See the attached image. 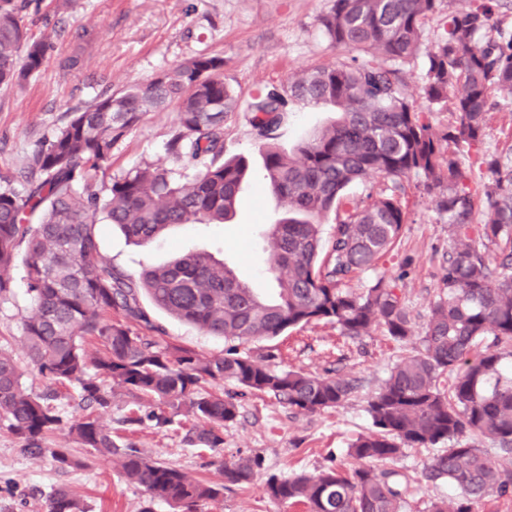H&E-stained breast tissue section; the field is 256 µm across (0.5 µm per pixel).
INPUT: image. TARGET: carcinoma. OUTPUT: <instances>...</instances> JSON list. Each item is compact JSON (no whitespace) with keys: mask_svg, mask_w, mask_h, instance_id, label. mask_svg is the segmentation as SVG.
<instances>
[{"mask_svg":"<svg viewBox=\"0 0 512 512\" xmlns=\"http://www.w3.org/2000/svg\"><path fill=\"white\" fill-rule=\"evenodd\" d=\"M437 2L332 0L319 24L349 58L308 68L247 101L266 189L287 207L286 216L270 225L272 298L208 252L182 253L134 280L97 248L102 219L145 244L174 225L222 224L234 214L248 162L224 158V117L241 103L224 82L221 57L195 56L146 84L68 113L17 174L0 175V299L11 293L9 270L22 247L31 301L23 335L31 362L53 385L49 393H33L15 358L0 349V418L31 456L48 452L62 465L77 463L63 446L43 447L47 435L62 432L177 512H199L226 483L251 484L256 462L249 458L221 463L224 483L211 484L142 448L118 445L100 418L114 401L130 398L144 413L133 412L128 424L150 421L163 428L182 416L190 423L184 442L214 451L224 447V424L236 420L240 400L211 386L230 382L301 414L341 405L351 381L273 369L266 357L239 345L313 321L353 340L381 330L407 341L412 320L385 275L362 292L349 283L376 270L399 240L406 223L401 192L411 178L425 193L439 195V214L460 241L444 267L448 291L431 307L419 346L391 367L368 401L373 430L347 451L356 464L272 478L265 494L308 512H403L410 483L381 465L404 449L477 436L512 456V144L480 158L488 176L480 194L465 162L484 136L491 92L512 94V34L487 37L500 0H474L427 48L426 80L416 100L407 93L404 67L419 51L423 20ZM47 50L45 41L28 38L14 0H0V84L22 83L41 67ZM322 102L335 104L338 118L293 148H281V115L289 105ZM448 103V126L436 130L424 113ZM170 108L175 129L166 150L193 169L192 176L177 178L148 165L98 185L114 145L147 113ZM370 180L387 186L365 205L344 206V189ZM480 196L483 221L477 224ZM339 209L343 217L323 238L322 219ZM141 294L171 316L224 338V355L202 357L141 333V324L154 329L139 305ZM70 386L78 388L79 417H67L59 404ZM423 476L457 492L455 507L437 498L428 512H472L491 494H512V468L468 444L433 454ZM47 512L87 510L59 488Z\"/></svg>","mask_w":512,"mask_h":512,"instance_id":"obj_1","label":"carcinoma"}]
</instances>
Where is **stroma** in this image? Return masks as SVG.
<instances>
[{"label":"stroma","instance_id":"obj_1","mask_svg":"<svg viewBox=\"0 0 512 512\" xmlns=\"http://www.w3.org/2000/svg\"><path fill=\"white\" fill-rule=\"evenodd\" d=\"M30 36L48 41L41 67L23 87L0 85V174L20 168L34 145L50 137L67 115L85 109L100 95L117 93L134 83H146L180 62L200 55L224 59V81L241 100L263 87L280 86L304 69L344 61L320 29L318 18L331 0H15ZM490 119L481 152L495 153L512 139V95L490 98ZM337 109L330 104L293 105L284 113L279 143L292 148L314 131L330 125ZM170 112H151L112 149L110 166L98 180L110 183L148 164L181 172L165 151L174 128ZM224 153L250 161L235 216L222 224H182L153 242L136 246L118 228L98 226L100 255L131 277L142 268L165 262L174 254L205 250L233 265L239 278L265 292L275 282L267 269L269 246L263 225L278 222L285 207L261 189L262 159L256 132L246 110L224 121ZM403 206L408 221L395 249L378 264L412 318L408 341H393L382 332L358 340L339 336L319 323L289 329L282 336L250 343L252 353L266 355L275 369L340 375L353 380L355 390L339 407L315 414H297L273 397L245 396L237 419L224 427L220 452L186 446L178 426L133 428L123 420L133 409L114 402L105 421L118 444L135 443L154 459L181 469L193 478L223 485L217 501L201 512H306L267 497L269 477L314 473L335 463L352 465L349 444L372 429L367 402L386 379L390 368L418 344L432 305L441 295L442 267L455 241L443 224L435 196L407 182ZM377 272V273H378ZM12 294L0 301V348L10 352L34 393L48 383L33 369L21 318L30 311L25 266L16 261ZM139 303L156 327L154 337L195 353L216 357L224 340L207 335L155 308L147 297ZM77 463L68 467L51 455L32 458L23 443L0 420V512H46V501L65 488L85 503L88 512H173L164 501L150 498L142 487L126 483L116 467L88 449L74 447ZM428 448H410L388 462L389 470L409 480L411 493L405 512H427L436 497L452 496L445 485L422 477ZM255 459V477L245 487L225 484L216 463L237 457Z\"/></svg>","mask_w":512,"mask_h":512}]
</instances>
